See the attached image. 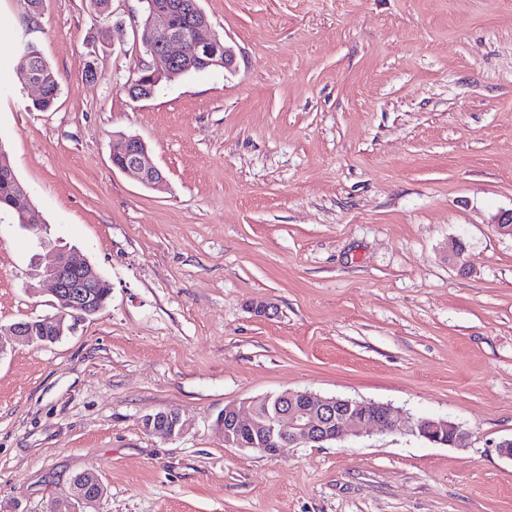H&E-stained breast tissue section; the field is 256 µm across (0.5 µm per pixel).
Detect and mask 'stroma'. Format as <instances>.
<instances>
[{
	"instance_id": "1",
	"label": "stroma",
	"mask_w": 512,
	"mask_h": 512,
	"mask_svg": "<svg viewBox=\"0 0 512 512\" xmlns=\"http://www.w3.org/2000/svg\"><path fill=\"white\" fill-rule=\"evenodd\" d=\"M199 5L234 69L135 100L141 0H0V145L45 220L0 213V325L53 315L28 273L60 249L112 288L0 353V512H512V0ZM25 36L60 77L47 112L14 70ZM121 134L164 190L113 168ZM286 389L467 437L225 445V406ZM170 409L181 435L145 428ZM73 497L82 504H92L103 494V486L92 473L78 474L73 479Z\"/></svg>"
}]
</instances>
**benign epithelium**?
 <instances>
[{
	"instance_id": "1",
	"label": "benign epithelium",
	"mask_w": 512,
	"mask_h": 512,
	"mask_svg": "<svg viewBox=\"0 0 512 512\" xmlns=\"http://www.w3.org/2000/svg\"><path fill=\"white\" fill-rule=\"evenodd\" d=\"M184 8L192 17L195 28L211 31L209 20L198 0H187ZM143 26L147 31L163 37L158 45L150 38L142 39L151 57L149 67L153 70L154 79H171L195 65H210L207 60L200 61L198 54L187 51L191 31L172 28L167 12L151 10ZM118 159L122 163L114 164L115 168L147 187H160L166 182L163 172L148 161L145 143L135 135L120 136L112 152V160ZM32 276L50 285L57 313L29 322L13 323L1 329V335L11 336L18 341L54 343L70 329L68 316L76 312H99L104 308L101 282L94 268L85 261L77 260L69 252H58L54 263L44 268L35 266ZM145 426L167 437H174L183 431L181 416L177 411L151 414L145 418ZM245 426L250 435L248 444L239 435V430ZM216 427L224 434V444L248 446L271 456L279 454L286 444H323L339 440L348 432L361 435L371 428L379 432L408 433L429 442L450 446L461 444L465 438L461 426L442 418L404 419L400 411L389 404L362 406L341 397H324L298 390H284L260 400L229 405L219 416ZM72 491L77 501L92 504L102 496L103 486L96 475L84 473L74 477Z\"/></svg>"
}]
</instances>
